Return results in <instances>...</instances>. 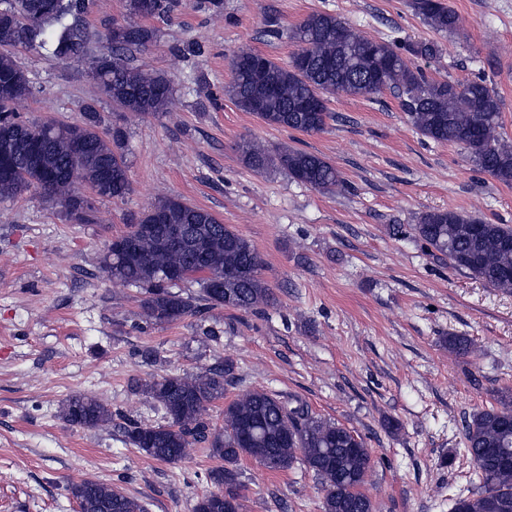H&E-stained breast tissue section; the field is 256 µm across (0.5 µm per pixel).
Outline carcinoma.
<instances>
[{"instance_id": "cac0c4a2", "label": "carcinoma", "mask_w": 512, "mask_h": 512, "mask_svg": "<svg viewBox=\"0 0 512 512\" xmlns=\"http://www.w3.org/2000/svg\"><path fill=\"white\" fill-rule=\"evenodd\" d=\"M174 0H125V18L112 21L121 32L106 36L108 50L90 55L89 35L80 27L94 0H0V150L8 147L14 173L0 176V199H13L29 190L61 208L83 224L95 220L89 188L99 199H122L131 191L125 154V133L100 129L94 106L85 108L79 123L33 122L15 112L33 89L15 52L44 51L59 60L91 56L90 69L100 93L117 108L141 116L168 113L174 89L167 74L132 64V54L155 41L157 30L146 21L170 15ZM411 8L441 35L459 31L458 14L441 0H412ZM297 50L286 65L268 56L242 51L232 59L233 80L225 89L240 110L265 124L307 134L324 131L334 119L331 97L336 94L374 99L385 90L397 93L408 122L437 144L462 146L478 171L499 183L512 185V142L503 136L502 101L483 76L463 82L431 77L415 60L440 56L434 40L401 47L348 27L336 15L313 12L292 31ZM47 141L37 160L30 158L31 142ZM242 162L254 170L276 168L298 183L322 192L343 185L330 161L298 148L269 150L255 140L237 144ZM112 164L108 183L102 169ZM158 211L169 224H181L189 241L169 249L158 235L139 228ZM412 236L431 255L484 285L512 291V227L493 224L457 210L420 212ZM137 237V254L124 258L105 246L102 268L125 286L142 290L139 307L151 324H169L224 307L257 311L270 305L274 293L261 276L262 260L254 246L209 211L179 196L159 198L127 231ZM183 273L182 283L198 294L175 291L163 275ZM224 272L227 302L209 285V276ZM448 351L466 355L471 340L450 334ZM233 366L227 362L193 374H170L133 382L134 390L160 410L166 422H132L126 441L147 456L166 463L183 460L197 445H205L220 462L207 478L215 490L202 496L194 512H243L239 465L245 459L266 468L286 471L300 464L314 473L324 492L322 512H373L371 498L361 491L372 467L370 449L355 432L316 417L302 401L283 400L255 389L224 405V429L212 428L206 408L221 400ZM70 425L87 429L112 424L107 401L92 394H75L60 409ZM466 456L473 463L479 486L454 499L451 512H512V403L473 415L465 430ZM80 512H146L138 499L108 483L86 480L69 489Z\"/></svg>"}]
</instances>
